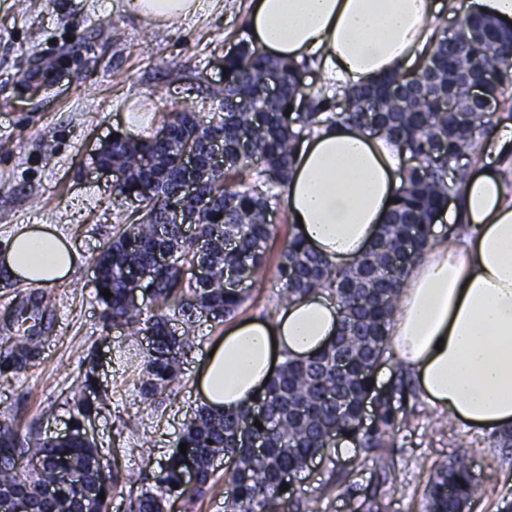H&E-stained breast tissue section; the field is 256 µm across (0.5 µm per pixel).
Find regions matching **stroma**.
I'll list each match as a JSON object with an SVG mask.
<instances>
[{
	"label": "stroma",
	"instance_id": "obj_1",
	"mask_svg": "<svg viewBox=\"0 0 512 512\" xmlns=\"http://www.w3.org/2000/svg\"><path fill=\"white\" fill-rule=\"evenodd\" d=\"M42 2L24 15L17 0H0V143L10 147L0 152V246L21 225L48 224L73 243L82 261L51 287L0 278V337L5 310L30 293H40L44 309L40 361L0 378V424H13L25 444L66 434L74 391L92 373L97 392L107 397L91 417L97 445L109 466L135 481L159 471L201 406L198 375L224 325L197 319L181 384L161 403L141 398L148 340L104 325L94 285L96 257L111 242L114 225L130 223L136 206L116 203L111 176L94 170L91 157L113 132L144 136V129L127 124L130 112L150 113L156 128L171 112L220 120L224 56L248 37L249 0H224L222 12L167 29L146 27L118 5L103 8L102 0ZM104 25L111 29L106 40L99 35ZM47 139L53 151L44 150ZM273 222L265 268L244 283L248 299L239 317L269 319L280 308L277 264L295 226L283 204ZM407 403L418 410L410 425L372 450L358 443L345 456L328 448L291 478L292 498H317L330 484L326 512H366L371 499L380 512H422L427 484L463 444L485 488L470 512H512V447H502L491 430L453 422L439 427V411L416 392H409ZM384 462L395 469L396 490L389 494L379 489ZM214 467L213 486L176 502L172 512H225L228 462L216 458Z\"/></svg>",
	"mask_w": 512,
	"mask_h": 512
}]
</instances>
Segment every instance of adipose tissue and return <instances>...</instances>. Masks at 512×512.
I'll return each instance as SVG.
<instances>
[{"label": "adipose tissue", "mask_w": 512, "mask_h": 512, "mask_svg": "<svg viewBox=\"0 0 512 512\" xmlns=\"http://www.w3.org/2000/svg\"><path fill=\"white\" fill-rule=\"evenodd\" d=\"M223 0H121L153 28L222 9ZM512 20V0H250L247 32L271 58L316 61L323 80L364 84L421 65L440 35L436 17ZM402 153L354 125L323 128L299 147L284 199L301 236L334 265L355 262L377 237L400 185ZM512 123L491 121L481 162L443 216L467 224L464 239L438 238L410 266L390 318L397 360L420 394L473 428L512 427ZM79 252L47 224L21 226L0 250V268L24 283H60ZM328 293L299 297L273 320L231 324L212 344L198 385L211 408L253 404L276 359L302 358L337 334Z\"/></svg>", "instance_id": "ef3b65f1"}]
</instances>
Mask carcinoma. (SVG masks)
Segmentation results:
<instances>
[{"label":"carcinoma","mask_w":512,"mask_h":512,"mask_svg":"<svg viewBox=\"0 0 512 512\" xmlns=\"http://www.w3.org/2000/svg\"><path fill=\"white\" fill-rule=\"evenodd\" d=\"M469 42L480 54L475 65L495 69L489 104L464 101L448 111V61L456 58L459 44ZM224 171L206 170L195 202L199 206L197 237L183 235L176 216L165 210L177 175L179 137L186 125L199 138L210 135L211 123L193 112L169 114L165 124L174 128L166 143L143 138L132 146L126 135L114 137L112 161L124 167L129 190L146 202L137 222L113 226L112 242L95 264L97 295L105 305L103 319L135 334L151 337L140 393L147 401L180 382L185 350L191 347L190 325L199 316L212 319L234 316L244 305L243 291L231 281L253 278L264 266L274 225L270 213L279 203L276 189L291 173L303 134L327 125H357L394 141L408 161L401 186L376 240L359 260L333 267L294 233L283 248L277 266L282 284L280 301L324 291L336 299L340 310L337 335L305 359L287 358L251 405L235 412L201 406L187 425L176 449L161 466L153 486L130 498V512H166L170 501L199 494L214 475V459L229 457L225 477L233 486L230 512H301L283 483L313 457L323 454L331 436L356 433L363 402L374 388L373 365L387 353L386 327L397 295L408 273L395 267L389 254L412 245L422 253L430 241L431 226L458 194L469 176L470 155L488 131V114L498 110L500 97L512 87V28L482 15H472L453 35L441 34L425 64L410 73L393 74L361 85H346L342 94H329L300 80L302 68L267 57L248 42L224 57ZM279 69L285 80L279 95L265 94L264 75ZM375 96L377 114L363 112L365 97ZM342 97L343 104L333 103ZM153 162L156 181L146 175L144 158ZM170 257L158 265L156 255ZM205 262L208 275L199 279L196 265ZM148 288V301L140 307L127 304L128 292ZM111 292L105 299L103 290ZM179 316L185 330L169 328ZM41 330L8 336L0 351V369L14 374L31 367L41 355ZM407 388L400 379L378 400L373 428L364 435L363 447H381L383 437L410 415H397L392 403ZM105 398L93 402L85 396L73 405L75 424L91 418ZM260 422L262 427L255 426ZM36 456L42 467L28 474L17 460ZM74 462L81 464L79 479H57ZM193 467L196 483L188 487L184 473ZM117 472L104 471L98 446L79 432L58 441L38 439L32 447L19 441L15 430L0 425V506L20 500L28 512H109ZM464 451L457 453L427 486L424 512H465L480 497ZM306 512H320L319 500Z\"/></svg>","instance_id":"cac0c4a2"}]
</instances>
